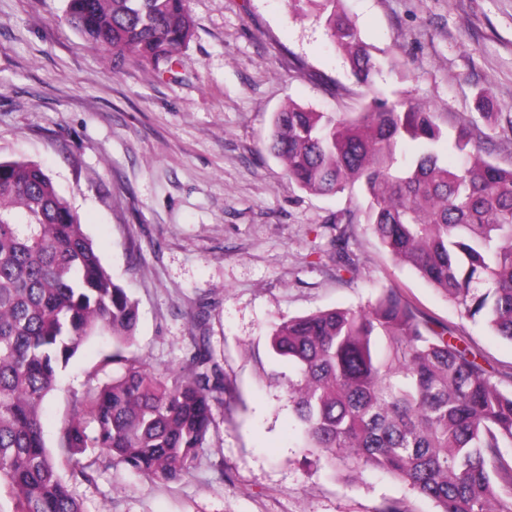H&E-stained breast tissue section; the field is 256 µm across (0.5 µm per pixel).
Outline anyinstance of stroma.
<instances>
[{"label":"stroma","instance_id":"1","mask_svg":"<svg viewBox=\"0 0 512 512\" xmlns=\"http://www.w3.org/2000/svg\"><path fill=\"white\" fill-rule=\"evenodd\" d=\"M195 32L173 67L93 49L66 0H0V159L41 164L78 212L103 265L139 310L131 353L181 375L194 338L224 372L204 448L175 483L112 466L86 449L84 512H437L393 476L306 459L285 394L275 324L364 309L397 290L512 372V342L397 263L370 225L340 218L361 188L303 190L270 153L288 103L361 111L372 93L436 112L445 138L492 129L481 150L512 167V0H344L384 68L357 85L322 18L296 0H187ZM345 234L352 265L336 262ZM112 341L84 343L45 403V441L69 477L59 430L75 398L111 382Z\"/></svg>","mask_w":512,"mask_h":512}]
</instances>
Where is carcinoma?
I'll return each instance as SVG.
<instances>
[{
    "label": "carcinoma",
    "mask_w": 512,
    "mask_h": 512,
    "mask_svg": "<svg viewBox=\"0 0 512 512\" xmlns=\"http://www.w3.org/2000/svg\"><path fill=\"white\" fill-rule=\"evenodd\" d=\"M347 54L356 83L381 68L343 0H308ZM94 47L173 62L193 36L186 0H67ZM271 149L309 192L359 185L365 223L399 263L512 342V168L460 129L450 167L436 113L373 95L360 112L275 113ZM138 310L115 283L81 218L31 161L0 160V487L13 512H83L44 438L43 405L59 372L94 336L112 339L122 372L76 401L60 432L71 477L93 480L77 455L100 448L115 465L177 482L213 424L224 373L203 343L173 380L126 352ZM269 351L288 364V403L302 448L334 467L384 470L439 512H512V390L481 355L434 328L392 288L367 310L334 308L277 325ZM96 423L86 431L85 418Z\"/></svg>",
    "instance_id": "1"
}]
</instances>
